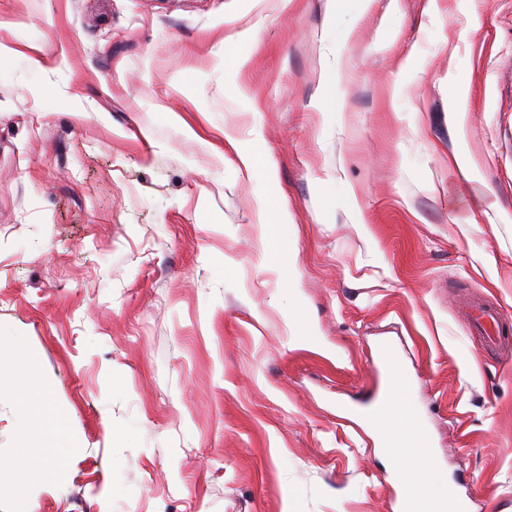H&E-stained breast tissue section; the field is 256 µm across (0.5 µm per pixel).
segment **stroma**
<instances>
[{"label":"stroma","mask_w":512,"mask_h":512,"mask_svg":"<svg viewBox=\"0 0 512 512\" xmlns=\"http://www.w3.org/2000/svg\"><path fill=\"white\" fill-rule=\"evenodd\" d=\"M0 45V336L65 421L0 386V512H397L383 343L425 483L512 512V0H0ZM288 218V207L284 203L279 204L277 207L273 208L271 210V214L269 209L264 208L262 210L261 224H270L266 225L269 229V233L266 239V247L271 253L275 255H279L281 251H286L288 249V244L271 234L270 229L275 226L273 224H288ZM472 331L495 344L501 339L500 314L494 307H477L470 316ZM65 457V448L55 444L21 448L14 459L13 466L24 483L34 485H47L57 476V470L52 465H35L37 458L60 461Z\"/></svg>","instance_id":"stroma-1"}]
</instances>
